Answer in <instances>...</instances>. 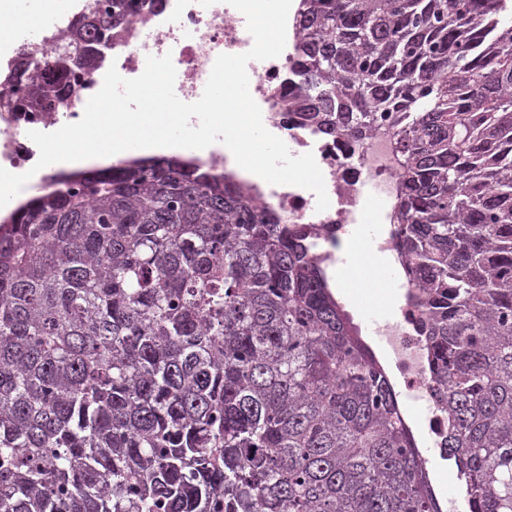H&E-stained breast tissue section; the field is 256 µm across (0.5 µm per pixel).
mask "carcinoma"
I'll return each mask as SVG.
<instances>
[{"instance_id": "1", "label": "carcinoma", "mask_w": 512, "mask_h": 512, "mask_svg": "<svg viewBox=\"0 0 512 512\" xmlns=\"http://www.w3.org/2000/svg\"><path fill=\"white\" fill-rule=\"evenodd\" d=\"M503 0H300L317 129H387L431 306L443 452L512 512V22ZM94 0L32 99L127 22ZM26 52L0 82L27 89ZM0 512H441L397 393L319 258L196 159L52 178L0 222Z\"/></svg>"}]
</instances>
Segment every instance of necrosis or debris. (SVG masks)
<instances>
[{
  "instance_id": "necrosis-or-debris-1",
  "label": "necrosis or debris",
  "mask_w": 512,
  "mask_h": 512,
  "mask_svg": "<svg viewBox=\"0 0 512 512\" xmlns=\"http://www.w3.org/2000/svg\"><path fill=\"white\" fill-rule=\"evenodd\" d=\"M170 15L169 7L154 8L146 2L130 17L121 37L94 47L86 66L75 76L77 91L69 97L65 110L1 112L0 167L14 174L35 170L40 185L53 176V168H37L39 150L29 139V131L51 133L79 121L88 99L100 90L109 67H116L122 77L131 79L143 72L147 56L171 55L179 72L178 96L191 103L201 97L218 55L241 54L253 45L245 16L224 0L207 8L191 0L179 21H171ZM69 27L68 21L58 18L40 26L37 41H25L17 47L12 42L0 41V68L12 66L22 50L34 63H45L54 55ZM293 67L294 61L287 51L274 59L250 61V93L261 108L265 127L287 144L292 155L313 153L324 176L330 205L325 211H317L313 192L271 184L259 189L257 203L274 209L286 223L304 230L308 245L328 267L336 263L347 225L362 224L372 218L387 225V236L378 248L392 252L403 272L399 285L402 301L396 317L377 326L373 335L387 355L402 401H420L425 406L423 417L415 424L414 438L440 447L447 422L431 391L432 364L426 338L429 312L422 300L423 292L416 288L415 277L399 248L398 227L391 222L392 208L401 191L404 158L394 137L388 134L380 132L361 139L323 134L307 124L299 113L284 111L282 96L297 89ZM366 184L379 203L374 217L360 195Z\"/></svg>"
}]
</instances>
